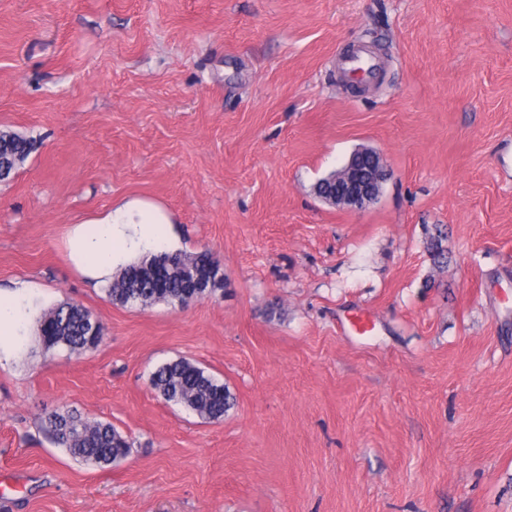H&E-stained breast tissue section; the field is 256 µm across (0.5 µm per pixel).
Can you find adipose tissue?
Segmentation results:
<instances>
[{"label":"adipose tissue","instance_id":"obj_1","mask_svg":"<svg viewBox=\"0 0 512 512\" xmlns=\"http://www.w3.org/2000/svg\"><path fill=\"white\" fill-rule=\"evenodd\" d=\"M169 217L140 202L122 203L107 214L75 225L68 233L70 262L87 277L111 282L122 267L168 249ZM35 315L23 296L0 298V355L10 354L31 335Z\"/></svg>","mask_w":512,"mask_h":512}]
</instances>
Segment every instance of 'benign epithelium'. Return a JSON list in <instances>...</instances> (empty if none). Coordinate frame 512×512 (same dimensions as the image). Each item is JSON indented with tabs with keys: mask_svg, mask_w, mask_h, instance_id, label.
I'll use <instances>...</instances> for the list:
<instances>
[{
	"mask_svg": "<svg viewBox=\"0 0 512 512\" xmlns=\"http://www.w3.org/2000/svg\"><path fill=\"white\" fill-rule=\"evenodd\" d=\"M387 177L384 156L374 150L362 149L350 156L338 179L319 187L318 195L333 207L362 210L377 200Z\"/></svg>",
	"mask_w": 512,
	"mask_h": 512,
	"instance_id": "7a95c632",
	"label": "benign epithelium"
}]
</instances>
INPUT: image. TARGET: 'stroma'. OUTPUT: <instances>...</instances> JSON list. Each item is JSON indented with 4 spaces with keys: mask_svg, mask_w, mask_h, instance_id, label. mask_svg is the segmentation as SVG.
<instances>
[{
    "mask_svg": "<svg viewBox=\"0 0 512 512\" xmlns=\"http://www.w3.org/2000/svg\"><path fill=\"white\" fill-rule=\"evenodd\" d=\"M356 45L385 68L363 94ZM1 131L33 150L0 292L104 331L0 360V512H512V0H0ZM361 147L378 200L323 203ZM129 199L223 287L140 309L82 275L69 229ZM177 358L228 385L222 421L153 391ZM57 408L130 454L74 460ZM45 323L52 329V336H39L46 349L64 346L80 355L95 348L103 337L102 325L79 305L63 304L49 310L41 317L39 330Z\"/></svg>",
    "mask_w": 512,
    "mask_h": 512,
    "instance_id": "1",
    "label": "stroma"
}]
</instances>
